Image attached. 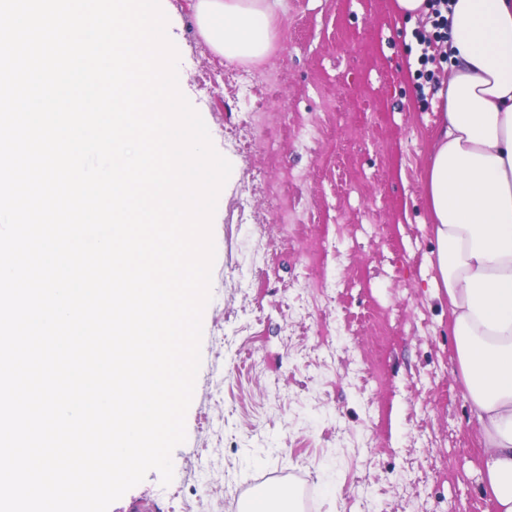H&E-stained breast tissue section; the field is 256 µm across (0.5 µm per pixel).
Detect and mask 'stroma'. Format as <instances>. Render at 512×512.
I'll use <instances>...</instances> for the list:
<instances>
[{
  "label": "stroma",
  "instance_id": "35a3bbf8",
  "mask_svg": "<svg viewBox=\"0 0 512 512\" xmlns=\"http://www.w3.org/2000/svg\"><path fill=\"white\" fill-rule=\"evenodd\" d=\"M160 4L182 93L232 171L173 479L150 471L109 512H240L289 483L294 512H493L448 308L425 288L442 104L416 92L393 0H282L259 63L273 87L234 96L193 0ZM254 111L267 136L244 154L227 130ZM283 192L290 223H266Z\"/></svg>",
  "mask_w": 512,
  "mask_h": 512
}]
</instances>
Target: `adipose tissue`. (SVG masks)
I'll return each instance as SVG.
<instances>
[{
  "label": "adipose tissue",
  "instance_id": "1",
  "mask_svg": "<svg viewBox=\"0 0 512 512\" xmlns=\"http://www.w3.org/2000/svg\"><path fill=\"white\" fill-rule=\"evenodd\" d=\"M197 28L229 61L261 60L273 0H194ZM452 74L439 91L425 199L436 248L428 282L447 302L483 491L512 512V0H450Z\"/></svg>",
  "mask_w": 512,
  "mask_h": 512
}]
</instances>
